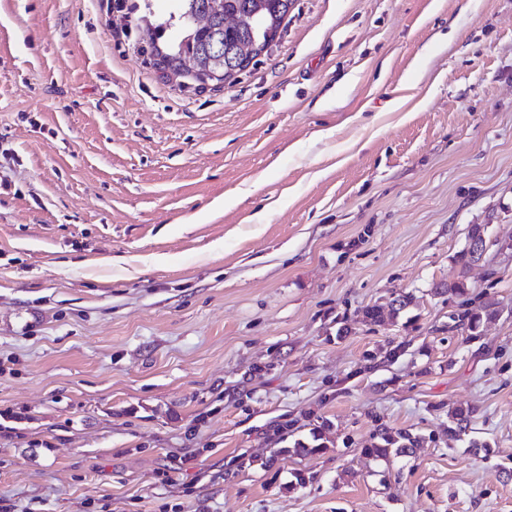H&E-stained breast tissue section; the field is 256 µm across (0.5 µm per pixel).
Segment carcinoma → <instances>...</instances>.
<instances>
[{"mask_svg": "<svg viewBox=\"0 0 512 512\" xmlns=\"http://www.w3.org/2000/svg\"><path fill=\"white\" fill-rule=\"evenodd\" d=\"M176 12L169 18L147 22V32L159 65L168 76L193 70L192 80L207 84L211 73L221 71L229 61L243 70L252 59L245 52L255 47L265 51L276 39L292 8L294 0H174ZM460 268L459 279L444 292L448 298L459 299L460 310L456 323L464 326L470 337L477 336L483 318L492 314L489 307L477 305L469 298L470 285L466 273L473 262V250L463 248L453 256ZM413 303V295L401 293L390 304L388 313L377 306L363 310V318L380 323L392 319ZM470 421V410L456 407L448 412V436L456 438L465 433ZM377 441L363 452L372 458L387 459L408 455L418 447L421 438L407 431L391 432L384 428L376 434Z\"/></svg>", "mask_w": 512, "mask_h": 512, "instance_id": "carcinoma-1", "label": "carcinoma"}]
</instances>
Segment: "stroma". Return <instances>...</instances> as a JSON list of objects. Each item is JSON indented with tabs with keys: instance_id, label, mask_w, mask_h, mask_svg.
<instances>
[{
	"instance_id": "obj_1",
	"label": "stroma",
	"mask_w": 512,
	"mask_h": 512,
	"mask_svg": "<svg viewBox=\"0 0 512 512\" xmlns=\"http://www.w3.org/2000/svg\"><path fill=\"white\" fill-rule=\"evenodd\" d=\"M169 9L0 0V506L512 512V0H294L220 86L166 78ZM453 261L460 268V277L456 282L448 285V288H444L443 293H448V299H462L459 302L460 310L456 314L457 317L452 316V318L458 324L457 326H464L473 338L477 336L483 318L491 315L493 311H490L489 306L475 305L473 299L467 298L471 287L466 280V273L473 262V250H468V247L463 248L453 256ZM376 438L378 441L363 448L364 454L368 457L387 459L390 456H405L412 453L421 442L420 437L410 432H391L384 428L378 431Z\"/></svg>"
}]
</instances>
